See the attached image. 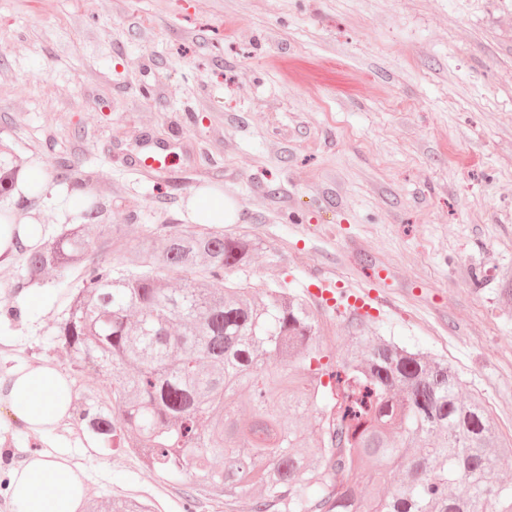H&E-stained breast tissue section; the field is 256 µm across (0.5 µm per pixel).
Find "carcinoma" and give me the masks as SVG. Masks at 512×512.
<instances>
[{"mask_svg": "<svg viewBox=\"0 0 512 512\" xmlns=\"http://www.w3.org/2000/svg\"><path fill=\"white\" fill-rule=\"evenodd\" d=\"M21 171L0 144L1 199ZM82 212L86 223L20 255L29 282L81 268L56 340L112 377L110 396L87 393L77 412L105 447L171 476L198 470L226 502L255 490L252 512H512V487L495 479L512 447L448 363L356 332L337 364L300 372L322 358L311 307L229 279L259 238L193 225L130 246L123 224L90 238L100 211ZM173 270L187 276L173 284ZM102 509L152 512L112 497L88 512Z\"/></svg>", "mask_w": 512, "mask_h": 512, "instance_id": "obj_1", "label": "carcinoma"}]
</instances>
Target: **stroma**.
I'll return each mask as SVG.
<instances>
[{
  "label": "stroma",
  "instance_id": "stroma-1",
  "mask_svg": "<svg viewBox=\"0 0 512 512\" xmlns=\"http://www.w3.org/2000/svg\"><path fill=\"white\" fill-rule=\"evenodd\" d=\"M0 141L45 172L27 212L48 241L83 221L54 194L65 165L134 242L190 224L192 190L223 193L225 228L265 244L244 279L307 299L328 361L358 330L445 360L512 438V0H0ZM149 142L170 153L154 175L133 162ZM22 273L0 261V309L22 312L0 322V377L52 365L109 393L56 340L77 272ZM60 436L90 500L251 512L76 421Z\"/></svg>",
  "mask_w": 512,
  "mask_h": 512
}]
</instances>
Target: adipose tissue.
I'll return each instance as SVG.
<instances>
[{"mask_svg":"<svg viewBox=\"0 0 512 512\" xmlns=\"http://www.w3.org/2000/svg\"><path fill=\"white\" fill-rule=\"evenodd\" d=\"M72 397L71 380L55 366H20L0 383V420L44 438L11 472L8 512H79L84 472L55 437Z\"/></svg>","mask_w":512,"mask_h":512,"instance_id":"1","label":"adipose tissue"}]
</instances>
